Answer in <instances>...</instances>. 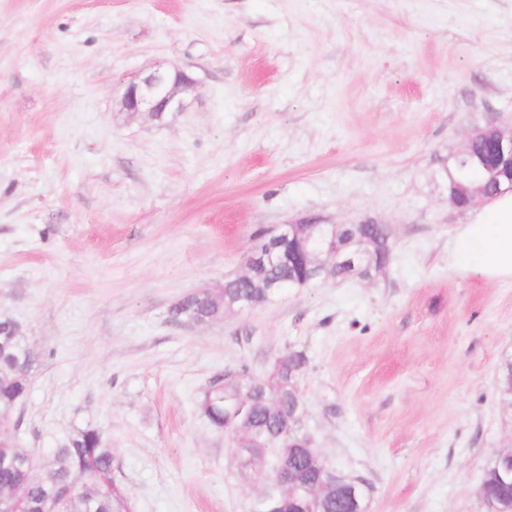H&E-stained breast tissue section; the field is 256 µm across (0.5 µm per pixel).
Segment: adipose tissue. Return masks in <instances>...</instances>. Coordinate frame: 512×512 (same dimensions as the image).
I'll list each match as a JSON object with an SVG mask.
<instances>
[{
	"mask_svg": "<svg viewBox=\"0 0 512 512\" xmlns=\"http://www.w3.org/2000/svg\"><path fill=\"white\" fill-rule=\"evenodd\" d=\"M448 259L464 274L512 280V193L495 196L471 223L461 225Z\"/></svg>",
	"mask_w": 512,
	"mask_h": 512,
	"instance_id": "adipose-tissue-1",
	"label": "adipose tissue"
}]
</instances>
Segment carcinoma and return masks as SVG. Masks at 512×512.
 I'll return each mask as SVG.
<instances>
[{
  "instance_id": "obj_1",
  "label": "carcinoma",
  "mask_w": 512,
  "mask_h": 512,
  "mask_svg": "<svg viewBox=\"0 0 512 512\" xmlns=\"http://www.w3.org/2000/svg\"><path fill=\"white\" fill-rule=\"evenodd\" d=\"M460 183L485 184L483 169L477 164L451 162L448 190ZM340 235L359 257L356 277L369 279L386 268L385 256L392 253L386 225L346 224L340 227ZM313 284L309 269L300 261L279 257L265 261L250 275L228 278L215 289L192 292L170 306L169 318L189 325H206L224 319L225 312L241 304L256 306L289 289ZM6 322L8 319H0V418L11 420L25 400L40 359L28 336L7 335ZM307 362L304 351L292 350L288 352V362H274L266 378L252 375L244 366L211 383L199 402L200 413L222 431L236 398L249 394L253 443L243 449L242 466L272 471L288 465L300 479V489L295 493L300 500L310 497L319 475L299 451L304 445L303 436L287 434L282 427L301 403L296 385ZM496 392L501 405L512 409V357L500 365ZM116 472L112 448L102 432L94 428L75 431L58 447L40 456L11 440L0 444V500L16 512H41L47 503L58 500L62 501L64 512H131L130 498ZM80 477L86 479L82 488L63 497L70 483ZM482 483L491 495L512 492V484L500 481L492 461Z\"/></svg>"
}]
</instances>
